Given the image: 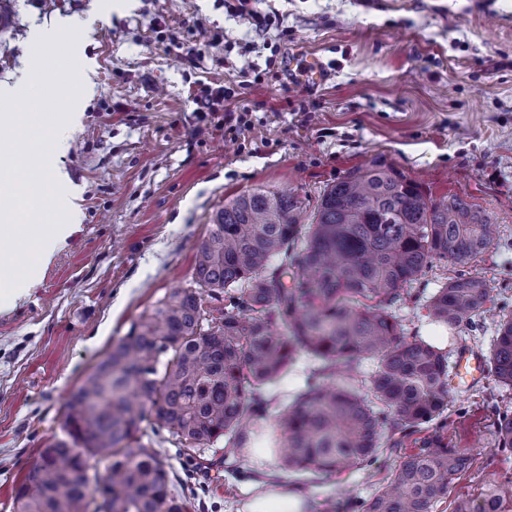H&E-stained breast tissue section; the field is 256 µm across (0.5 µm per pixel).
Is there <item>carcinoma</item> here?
Here are the masks:
<instances>
[{
    "instance_id": "obj_1",
    "label": "carcinoma",
    "mask_w": 512,
    "mask_h": 512,
    "mask_svg": "<svg viewBox=\"0 0 512 512\" xmlns=\"http://www.w3.org/2000/svg\"><path fill=\"white\" fill-rule=\"evenodd\" d=\"M292 190L257 189L217 210L196 249L197 288H178L112 347L65 403L71 442H56L26 473L19 512H189L141 442L155 416L174 442L203 453L245 448L268 419L267 389L303 356L319 380L274 417L282 467L336 475L398 453L364 512H434L473 457L440 433L448 419L451 350L408 332L393 312L436 262L462 270L424 300L449 340L490 321L486 372L512 392V312L494 311L488 284L464 271L490 250L493 218L460 196L440 199L398 170L356 169L328 187L311 223ZM224 298L206 318L202 292ZM374 364L368 384L351 371ZM496 448L512 454V403L491 406ZM108 462L90 473V460ZM456 512H512L495 486Z\"/></svg>"
}]
</instances>
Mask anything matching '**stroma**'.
Instances as JSON below:
<instances>
[{
  "label": "stroma",
  "mask_w": 512,
  "mask_h": 512,
  "mask_svg": "<svg viewBox=\"0 0 512 512\" xmlns=\"http://www.w3.org/2000/svg\"><path fill=\"white\" fill-rule=\"evenodd\" d=\"M260 25L226 0H0V84L21 90L31 34L69 18L81 106L59 133L82 219L23 296L0 307V512L43 448L66 439L64 405L96 364L172 291L193 285L213 214L255 188L294 189L313 215L324 188L371 163L395 168L435 198L489 212L496 237L476 270L512 306V0H255ZM202 54H195V47ZM321 61L329 77H305ZM223 87L213 109L194 95ZM244 116V137L223 132ZM484 403L467 402L448 433L474 458L436 512L512 479ZM172 495L192 512H239L269 479L303 492L305 512L369 499L395 463L381 454L331 478L280 467L271 429L205 474L166 431L144 424Z\"/></svg>",
  "instance_id": "1"
}]
</instances>
